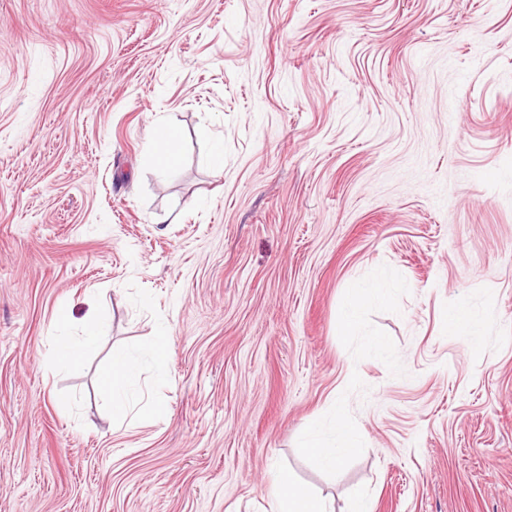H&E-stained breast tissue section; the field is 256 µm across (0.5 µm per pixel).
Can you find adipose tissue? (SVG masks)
<instances>
[{
  "label": "adipose tissue",
  "mask_w": 512,
  "mask_h": 512,
  "mask_svg": "<svg viewBox=\"0 0 512 512\" xmlns=\"http://www.w3.org/2000/svg\"><path fill=\"white\" fill-rule=\"evenodd\" d=\"M388 294V288L381 281L350 288L341 307L343 335L351 336L358 331L363 305L382 302ZM101 331V316L89 318L80 338L56 340L46 353L47 367L58 370L75 364L95 349ZM168 334L167 327H158L153 340L143 350L119 352L103 370L102 383L111 396L113 413L125 416L137 411V387L142 364H149L157 382L163 383L169 379ZM360 438L358 429L343 424L330 432L313 424L304 431L301 446L319 468L333 470L357 448ZM270 493L276 503V512H330L324 499L300 486L292 473L284 468L273 469Z\"/></svg>",
  "instance_id": "obj_1"
}]
</instances>
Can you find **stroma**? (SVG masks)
<instances>
[{"label": "stroma", "instance_id": "1", "mask_svg": "<svg viewBox=\"0 0 512 512\" xmlns=\"http://www.w3.org/2000/svg\"><path fill=\"white\" fill-rule=\"evenodd\" d=\"M161 324L166 413L113 424ZM275 465L335 512H512V0H0V512H274ZM174 138L176 144L174 148ZM178 155L177 133L173 126L159 130L152 142L151 161L153 166L162 174L173 169ZM389 295L383 281L370 286H355L345 295L341 307L342 335L353 336L359 330L360 311L368 302L380 303ZM101 331L102 316L97 314L89 318L83 326L80 338L76 340L60 338L55 341L45 356L47 367L58 370L75 364L95 349ZM169 329L160 326L153 340L142 350L122 351L102 372V383L111 395L113 414L128 415L138 410L137 387L141 366L148 363L158 383L170 378L167 336ZM361 434L358 429L340 424L328 434L312 424L302 435V448L323 470H336L357 448Z\"/></svg>", "mask_w": 512, "mask_h": 512}]
</instances>
